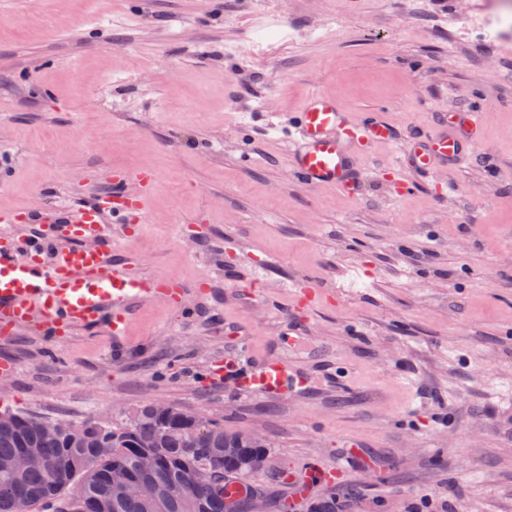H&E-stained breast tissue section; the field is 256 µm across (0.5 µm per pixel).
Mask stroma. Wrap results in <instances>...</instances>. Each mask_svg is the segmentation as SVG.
Segmentation results:
<instances>
[{"label":"stroma","mask_w":512,"mask_h":512,"mask_svg":"<svg viewBox=\"0 0 512 512\" xmlns=\"http://www.w3.org/2000/svg\"><path fill=\"white\" fill-rule=\"evenodd\" d=\"M485 10L494 43L467 22ZM316 94L398 131L360 159L356 196L290 169ZM463 112L482 116L467 163L398 165ZM0 148L19 214L0 241L30 210L101 199L123 213L113 266L183 291L135 304L121 344L0 334V412L223 419L270 451L264 512H512V0H0ZM138 170L142 212L136 184L112 193ZM239 357L302 383L270 397L212 376ZM129 181H136L140 186V195L136 200V206L140 211L146 208L147 198L153 184V175L148 171L136 173H124L116 176L113 183L114 194H121Z\"/></svg>","instance_id":"35a3bbf8"}]
</instances>
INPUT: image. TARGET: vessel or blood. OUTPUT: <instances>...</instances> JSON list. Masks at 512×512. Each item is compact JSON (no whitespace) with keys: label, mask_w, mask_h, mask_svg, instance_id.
Here are the masks:
<instances>
[{"label":"vessel or blood","mask_w":512,"mask_h":512,"mask_svg":"<svg viewBox=\"0 0 512 512\" xmlns=\"http://www.w3.org/2000/svg\"><path fill=\"white\" fill-rule=\"evenodd\" d=\"M480 129L479 114L463 115L430 137L411 142L398 163L425 175L451 162L464 164ZM288 138L290 166L301 182L311 187L330 185L352 196L360 183L356 158L373 146L396 142L397 133L380 114L358 119L341 112L335 100L316 95L295 114ZM132 180L140 186L136 205L145 209L153 184L150 172L116 176L113 189L122 193ZM99 211V201L92 200L59 220L45 214L43 222L64 224V236L37 242L21 237L0 246V323L14 329L35 321L44 335L55 339L78 328L102 327L113 341L123 342L130 334L135 303L150 298L177 304V292L109 266L104 248L81 247V239H105ZM215 374L263 393L288 392L299 383L284 362L245 368L231 359Z\"/></svg>","instance_id":"vessel-or-blood-1"}]
</instances>
